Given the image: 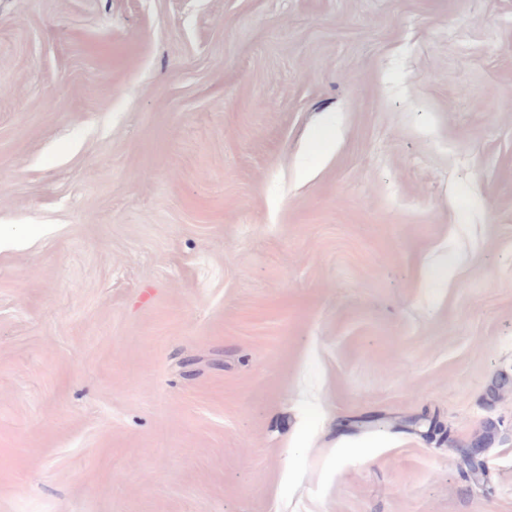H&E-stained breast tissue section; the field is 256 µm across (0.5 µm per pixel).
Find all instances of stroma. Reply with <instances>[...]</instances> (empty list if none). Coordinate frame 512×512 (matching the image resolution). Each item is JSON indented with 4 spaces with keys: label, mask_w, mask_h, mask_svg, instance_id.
<instances>
[{
    "label": "stroma",
    "mask_w": 512,
    "mask_h": 512,
    "mask_svg": "<svg viewBox=\"0 0 512 512\" xmlns=\"http://www.w3.org/2000/svg\"><path fill=\"white\" fill-rule=\"evenodd\" d=\"M0 230V512H512V0H0Z\"/></svg>",
    "instance_id": "1"
}]
</instances>
